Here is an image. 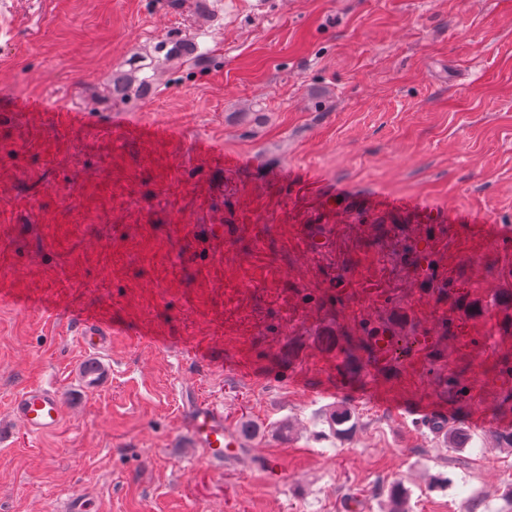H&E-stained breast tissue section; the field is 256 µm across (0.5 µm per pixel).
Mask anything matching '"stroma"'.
Listing matches in <instances>:
<instances>
[{
    "instance_id": "stroma-1",
    "label": "stroma",
    "mask_w": 512,
    "mask_h": 512,
    "mask_svg": "<svg viewBox=\"0 0 512 512\" xmlns=\"http://www.w3.org/2000/svg\"><path fill=\"white\" fill-rule=\"evenodd\" d=\"M36 382L42 437L9 412ZM509 393L512 0H0V512H512ZM196 400L286 482L212 473ZM142 70L143 68L134 67L129 72L112 76V85L108 89V94L112 96V103H126L132 96H138L141 91L150 86V76L137 75ZM81 329L77 336H80L81 342L92 349H98L104 346L109 336H112V328L102 320L92 318L78 319ZM64 394L60 388L30 383L14 395L11 417L31 435L56 432L62 423Z\"/></svg>"
}]
</instances>
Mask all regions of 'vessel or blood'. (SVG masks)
I'll return each mask as SVG.
<instances>
[{"label": "vessel or blood", "instance_id": "b4317fda", "mask_svg": "<svg viewBox=\"0 0 512 512\" xmlns=\"http://www.w3.org/2000/svg\"><path fill=\"white\" fill-rule=\"evenodd\" d=\"M81 342L92 349L104 346L112 329L103 321L84 318L80 321ZM64 394L61 389L42 383H30L11 401L10 415L32 435L56 432L62 423ZM194 447L200 448L208 467L222 472L226 463L244 461L249 467H261L274 484H282L284 474L272 462H262L259 452L247 439L224 424V411L206 401L190 407L182 427Z\"/></svg>", "mask_w": 512, "mask_h": 512}]
</instances>
